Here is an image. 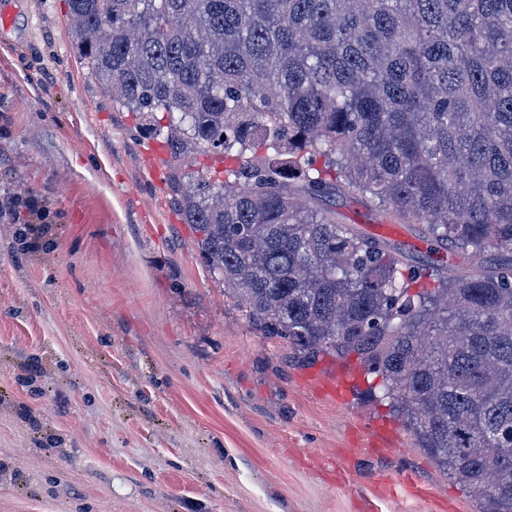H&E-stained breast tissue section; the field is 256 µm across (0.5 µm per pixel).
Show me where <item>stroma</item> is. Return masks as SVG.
<instances>
[{
    "label": "stroma",
    "instance_id": "1",
    "mask_svg": "<svg viewBox=\"0 0 512 512\" xmlns=\"http://www.w3.org/2000/svg\"><path fill=\"white\" fill-rule=\"evenodd\" d=\"M0 28V512H479L366 381L317 379L211 277L170 155L88 79L67 0ZM336 218L463 265L361 199Z\"/></svg>",
    "mask_w": 512,
    "mask_h": 512
}]
</instances>
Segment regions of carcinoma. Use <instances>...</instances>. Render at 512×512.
Here are the masks:
<instances>
[{"mask_svg": "<svg viewBox=\"0 0 512 512\" xmlns=\"http://www.w3.org/2000/svg\"><path fill=\"white\" fill-rule=\"evenodd\" d=\"M112 106L147 119L199 257L294 357L368 390L480 512H512V0H69ZM200 152L237 161L214 177ZM452 247L412 263L336 193Z\"/></svg>", "mask_w": 512, "mask_h": 512, "instance_id": "1", "label": "carcinoma"}]
</instances>
